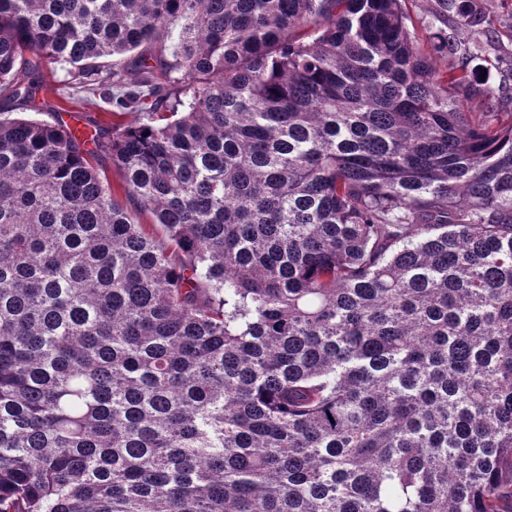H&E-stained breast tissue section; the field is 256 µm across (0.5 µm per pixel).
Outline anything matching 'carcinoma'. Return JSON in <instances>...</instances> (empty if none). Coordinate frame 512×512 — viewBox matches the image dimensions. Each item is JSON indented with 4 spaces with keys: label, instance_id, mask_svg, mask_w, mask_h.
<instances>
[{
    "label": "carcinoma",
    "instance_id": "obj_1",
    "mask_svg": "<svg viewBox=\"0 0 512 512\" xmlns=\"http://www.w3.org/2000/svg\"><path fill=\"white\" fill-rule=\"evenodd\" d=\"M475 59L402 0H0L1 103L66 64L140 116L0 112V512H512V116ZM436 2L437 0H403L402 2L408 18L407 25L420 46H424L425 49H429V36L439 27L450 32L446 25L436 19Z\"/></svg>",
    "mask_w": 512,
    "mask_h": 512
}]
</instances>
